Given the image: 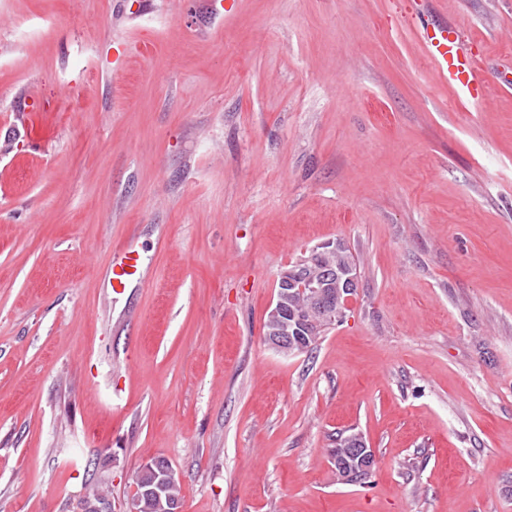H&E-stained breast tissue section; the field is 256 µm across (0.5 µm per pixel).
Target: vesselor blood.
Returning a JSON list of instances; mask_svg holds the SVG:
<instances>
[{"label": "vessel or blood", "mask_w": 512, "mask_h": 512, "mask_svg": "<svg viewBox=\"0 0 512 512\" xmlns=\"http://www.w3.org/2000/svg\"><path fill=\"white\" fill-rule=\"evenodd\" d=\"M406 7L419 20L417 36L438 81L453 90L457 104H480L486 96L488 80L478 71L474 54L464 39L447 22L425 18L420 0H407ZM96 277L113 289L128 288L134 281L145 283L146 272L133 241L116 248L111 263L97 268Z\"/></svg>", "instance_id": "vessel-or-blood-1"}]
</instances>
